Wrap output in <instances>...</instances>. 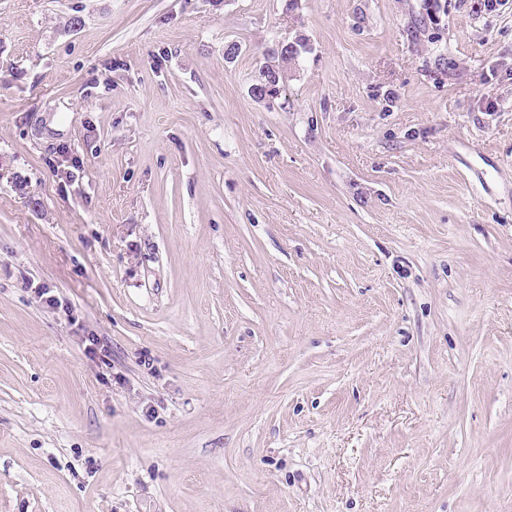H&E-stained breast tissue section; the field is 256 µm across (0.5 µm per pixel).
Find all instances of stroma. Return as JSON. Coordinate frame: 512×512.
Returning a JSON list of instances; mask_svg holds the SVG:
<instances>
[{
	"label": "stroma",
	"mask_w": 512,
	"mask_h": 512,
	"mask_svg": "<svg viewBox=\"0 0 512 512\" xmlns=\"http://www.w3.org/2000/svg\"><path fill=\"white\" fill-rule=\"evenodd\" d=\"M0 512H512V0H0Z\"/></svg>",
	"instance_id": "35a3bbf8"
}]
</instances>
